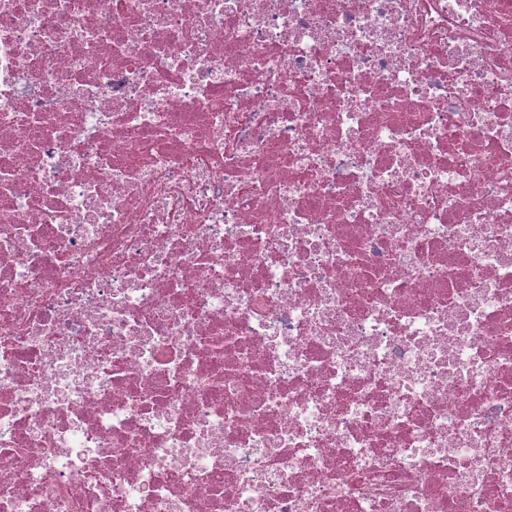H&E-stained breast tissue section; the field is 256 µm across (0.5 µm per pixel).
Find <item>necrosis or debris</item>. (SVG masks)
<instances>
[{"label": "necrosis or debris", "mask_w": 512, "mask_h": 512, "mask_svg": "<svg viewBox=\"0 0 512 512\" xmlns=\"http://www.w3.org/2000/svg\"><path fill=\"white\" fill-rule=\"evenodd\" d=\"M0 512H512V0H0Z\"/></svg>", "instance_id": "4bbe7bcc"}]
</instances>
